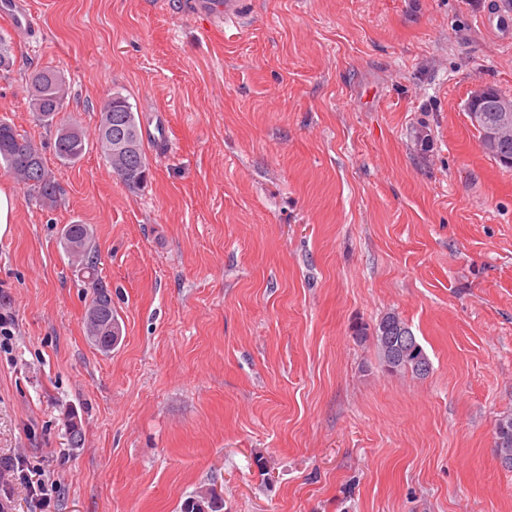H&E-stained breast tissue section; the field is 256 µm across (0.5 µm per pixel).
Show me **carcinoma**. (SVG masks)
<instances>
[{
	"instance_id": "cac0c4a2",
	"label": "carcinoma",
	"mask_w": 512,
	"mask_h": 512,
	"mask_svg": "<svg viewBox=\"0 0 512 512\" xmlns=\"http://www.w3.org/2000/svg\"><path fill=\"white\" fill-rule=\"evenodd\" d=\"M14 65L10 39L0 34V70ZM30 110L39 121L56 129L54 149L64 162L79 160L86 151L85 136L76 117L64 112L68 87L64 76L56 70L41 69L29 77ZM503 94L486 89L485 95L473 100L469 109L487 117L495 115ZM129 140L134 149L116 152L113 139L119 135ZM96 148L112 172L129 185H139L147 177V159L140 123L128 99L120 93L112 95L100 112ZM492 159L505 168H512V137L501 142ZM0 165L16 181L22 183L39 202L56 206L58 188L46 168L38 146L5 120H0ZM62 243L66 253L83 255L80 272L92 290L86 314L87 334L101 348L109 349L120 335V323L112 309V297L99 282L95 263L90 259L92 232L86 224H68L63 229ZM373 340L383 366L391 373L406 369L419 375L415 365H430V360L406 322L396 313H387L373 327ZM496 451L502 467L512 471V414L501 416L495 426Z\"/></svg>"
}]
</instances>
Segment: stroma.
<instances>
[{"mask_svg":"<svg viewBox=\"0 0 512 512\" xmlns=\"http://www.w3.org/2000/svg\"><path fill=\"white\" fill-rule=\"evenodd\" d=\"M29 2L0 119L61 196L0 170V456L40 464L54 512H180L205 488L220 512H512V169L467 112L474 84L512 94V0H245L230 29L194 0ZM45 67L88 144L73 165L28 106ZM117 92L145 132L135 187L95 147ZM75 222L122 326L107 351L59 242ZM388 312L428 375L356 336ZM495 435L499 462L512 471V414H504L497 420Z\"/></svg>","mask_w":512,"mask_h":512,"instance_id":"obj_1","label":"stroma"}]
</instances>
